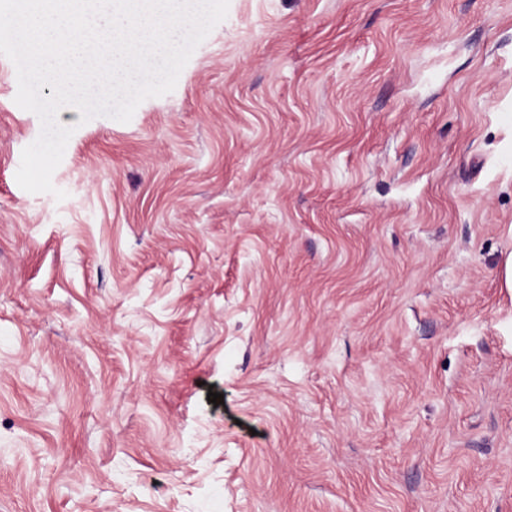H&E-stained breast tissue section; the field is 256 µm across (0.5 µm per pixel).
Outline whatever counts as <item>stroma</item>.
I'll return each instance as SVG.
<instances>
[{"instance_id": "1", "label": "stroma", "mask_w": 512, "mask_h": 512, "mask_svg": "<svg viewBox=\"0 0 512 512\" xmlns=\"http://www.w3.org/2000/svg\"><path fill=\"white\" fill-rule=\"evenodd\" d=\"M10 65L0 512H512V0H229L61 201Z\"/></svg>"}]
</instances>
